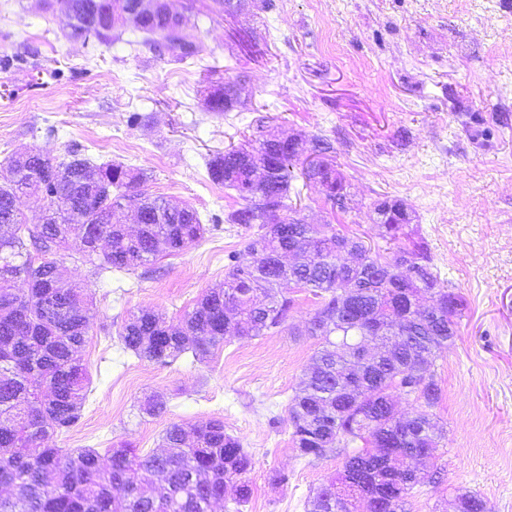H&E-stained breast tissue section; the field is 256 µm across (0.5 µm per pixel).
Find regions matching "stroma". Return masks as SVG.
<instances>
[{
  "instance_id": "35a3bbf8",
  "label": "stroma",
  "mask_w": 512,
  "mask_h": 512,
  "mask_svg": "<svg viewBox=\"0 0 512 512\" xmlns=\"http://www.w3.org/2000/svg\"><path fill=\"white\" fill-rule=\"evenodd\" d=\"M257 3L227 14L194 0L182 35L198 54L179 62L128 30L115 43L71 39L64 0H0V161L33 149L61 162L78 143L94 163L144 170L149 193L193 207L207 228L132 273L96 276L75 247L59 251L64 280L93 300L83 350L92 392L78 426L49 446L146 456L169 425L223 420L252 457L244 512H306L310 489L341 470L342 458L310 463L291 442L288 403L319 346L304 333L317 308L309 292L283 285L294 301L285 330L233 338L201 361L160 366L118 343L133 313L178 325L243 253L253 231L225 223L239 200L208 180L206 163L265 115L283 134L329 139L349 185L343 213L294 178L300 218L376 246L374 203L404 200L414 238L466 302L454 344L432 366L442 388L432 413L448 429L434 452L444 476L413 489L410 512H448L457 488L512 512V0ZM236 77L238 107L209 111V91ZM157 392L166 412L142 414ZM279 472L287 483H274Z\"/></svg>"
}]
</instances>
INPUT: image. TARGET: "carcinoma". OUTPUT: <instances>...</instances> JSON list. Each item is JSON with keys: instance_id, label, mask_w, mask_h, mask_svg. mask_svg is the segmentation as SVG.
Returning <instances> with one entry per match:
<instances>
[{"instance_id": "obj_1", "label": "carcinoma", "mask_w": 512, "mask_h": 512, "mask_svg": "<svg viewBox=\"0 0 512 512\" xmlns=\"http://www.w3.org/2000/svg\"><path fill=\"white\" fill-rule=\"evenodd\" d=\"M140 0H69L70 37L103 41L127 24L143 42L164 48L179 60L196 55L180 31L189 15L168 6L138 9ZM240 84L226 81L207 97L212 112H230ZM330 140L302 135L286 139L255 120V133L206 164L208 178L244 201L229 212V224L258 225L224 277V286L202 295L174 330L159 316L132 314L118 332L122 348L142 361L168 366L190 353L204 360L212 349L237 336H261L284 326L293 300L283 283L296 281L317 300L307 333L320 341L299 391L288 404L292 443L309 461L329 454L344 457L336 477L314 489L307 512H407L420 483L441 482L443 468L417 477L396 466L420 448L434 449L446 430L428 409L442 388L427 365L456 337L465 303L432 271L428 245L411 242L394 261L372 253L364 241L331 224H307L290 204L291 168L319 184L338 210H349L350 194L337 171ZM9 175L0 182V512H210L228 500L243 512L252 490L245 475L251 456L211 419L192 429L178 424L163 435L161 454L139 456L132 448H110L108 463L93 448L62 452L42 441L75 427L91 378L81 350L92 328V303L82 287H50L57 262L48 259L69 244L96 274L130 272L173 255L203 238L198 212L144 189L149 176L123 164H95L86 147L74 144L68 159L55 162L38 151L26 159L9 157ZM46 205L29 224L17 207L22 196ZM138 199L139 231H126L124 201ZM377 235L398 242L412 217L401 199L376 201ZM109 234V250L99 254L97 233ZM291 255L283 264L279 256ZM24 279L28 288L17 292ZM359 294L343 298L346 288ZM454 308L448 310V299ZM406 330L396 346L382 336L375 361L360 362L363 322ZM418 402L412 429L399 432L394 394ZM167 400L150 396L142 406L151 416L165 412Z\"/></svg>"}]
</instances>
